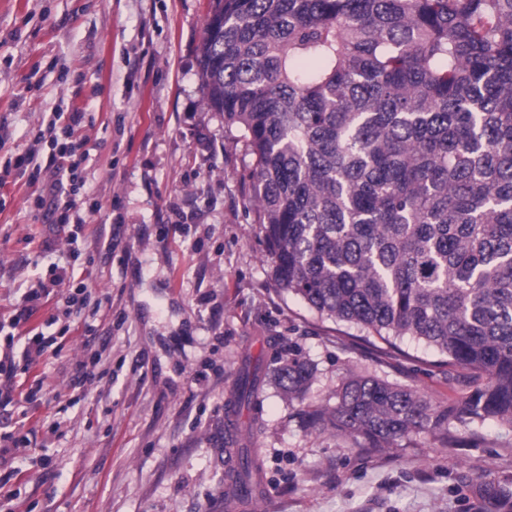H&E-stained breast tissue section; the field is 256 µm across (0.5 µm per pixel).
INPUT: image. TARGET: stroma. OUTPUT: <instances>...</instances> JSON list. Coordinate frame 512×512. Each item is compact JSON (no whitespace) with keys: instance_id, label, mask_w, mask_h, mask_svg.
Returning <instances> with one entry per match:
<instances>
[{"instance_id":"obj_1","label":"stroma","mask_w":512,"mask_h":512,"mask_svg":"<svg viewBox=\"0 0 512 512\" xmlns=\"http://www.w3.org/2000/svg\"><path fill=\"white\" fill-rule=\"evenodd\" d=\"M211 0H0V152L32 147L44 113L83 110L87 176L98 189L78 256L43 222L39 189L0 180V313L24 276L71 264L57 290L84 288L53 324L57 355L26 376L48 387L23 433L39 452L0 479V512H225L228 428L260 417L263 473L237 512H499L477 483L512 482V429L494 421L476 446L345 448L303 429L348 371L373 364L347 325L276 288L254 224L251 159L203 104L200 48ZM53 250L40 253L38 240ZM298 348L317 368L304 402L273 382L238 403L243 358ZM380 371L435 405L459 398L441 356L411 338ZM95 363L70 391L78 359Z\"/></svg>"}]
</instances>
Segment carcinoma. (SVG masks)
<instances>
[{"label": "carcinoma", "mask_w": 512, "mask_h": 512, "mask_svg": "<svg viewBox=\"0 0 512 512\" xmlns=\"http://www.w3.org/2000/svg\"><path fill=\"white\" fill-rule=\"evenodd\" d=\"M200 79L252 158L275 285L366 342L424 344L470 388L441 407L351 371L303 427L369 451L512 429V0H213ZM316 373L292 348L246 359L236 396L269 377L302 402ZM229 444L234 502L261 464ZM480 489L512 506L507 485Z\"/></svg>", "instance_id": "1"}]
</instances>
